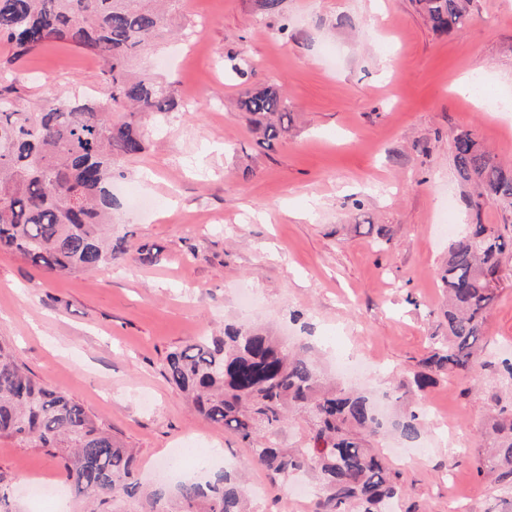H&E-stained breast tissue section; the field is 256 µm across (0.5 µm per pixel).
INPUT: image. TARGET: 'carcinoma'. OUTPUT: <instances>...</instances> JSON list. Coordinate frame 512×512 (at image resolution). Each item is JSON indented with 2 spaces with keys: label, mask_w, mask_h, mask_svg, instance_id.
Listing matches in <instances>:
<instances>
[{
  "label": "carcinoma",
  "mask_w": 512,
  "mask_h": 512,
  "mask_svg": "<svg viewBox=\"0 0 512 512\" xmlns=\"http://www.w3.org/2000/svg\"><path fill=\"white\" fill-rule=\"evenodd\" d=\"M470 0H419L433 29L456 34L469 22ZM168 11L148 0H0V41L12 47L9 67L50 41L98 55L109 94L92 100L74 94L21 108L12 85L0 89V250L42 266L50 274L97 270L112 264L118 245L109 224L115 157L144 150L139 123L147 114L173 112L169 86L129 60L155 41ZM242 109L264 128L267 146L288 129L287 102L270 86L247 94ZM455 167L474 183L479 209L486 199L512 212V167L481 149L472 133L454 138ZM512 257V224L469 225L448 247L440 280L448 293L442 311L447 334L431 337L430 352L413 375L417 390L433 374L466 373L480 364L483 328L495 295L488 275ZM269 334L224 326V334L170 352L165 376L210 423L252 449L273 476L312 480L316 512H391L406 495L386 449L374 446L386 427L372 400L324 379L310 359ZM301 417L310 438L299 448L281 440L285 421ZM414 442L421 418L408 412L395 423ZM488 435L493 452L477 474L512 491V409L498 410ZM46 449L90 512H249L248 486L230 470L201 483L181 481L173 496L146 492L135 452L103 429L69 394L36 379L0 342V438Z\"/></svg>",
  "instance_id": "obj_1"
}]
</instances>
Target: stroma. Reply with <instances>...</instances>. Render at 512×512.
Returning a JSON list of instances; mask_svg holds the SVG:
<instances>
[{
  "label": "stroma",
  "mask_w": 512,
  "mask_h": 512,
  "mask_svg": "<svg viewBox=\"0 0 512 512\" xmlns=\"http://www.w3.org/2000/svg\"><path fill=\"white\" fill-rule=\"evenodd\" d=\"M180 0L173 34L143 48L175 98L165 119L142 123L144 151L119 159L109 268L57 276L0 251V339L36 378L74 397L140 460L144 486L171 485L175 450L222 448L225 468L267 480L255 512H293L287 485L236 436L195 413L164 375L167 354L228 323L261 327L312 347L318 368L366 353L351 386L388 394L394 414H424V452L401 469L419 512H502L474 459L481 432L512 407L499 363L512 357V261L502 265L484 325L482 363L411 385L429 339L444 335L440 268L453 232L503 224L492 203L473 209L454 165L455 135L472 131L512 162V111L489 112L454 89L482 74L512 96V0H472L473 21L435 32L416 0ZM92 52L54 42L17 69L21 105L85 92L106 97ZM274 86L288 102L273 147L239 102ZM50 478L74 512L54 459L0 438V483L20 512L27 484Z\"/></svg>",
  "instance_id": "stroma-1"
}]
</instances>
